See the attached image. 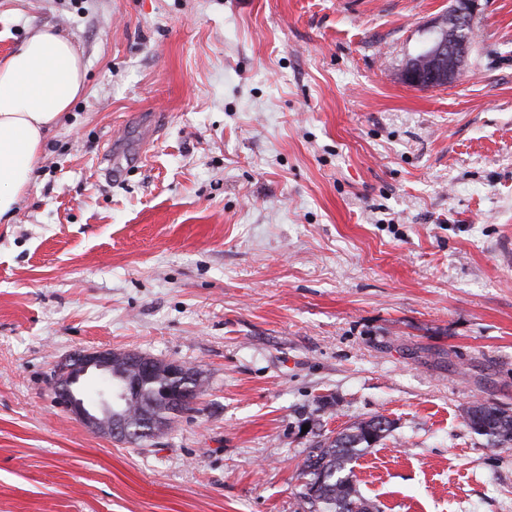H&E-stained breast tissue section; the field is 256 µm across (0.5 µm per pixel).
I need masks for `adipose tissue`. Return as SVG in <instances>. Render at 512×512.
<instances>
[{
	"mask_svg": "<svg viewBox=\"0 0 512 512\" xmlns=\"http://www.w3.org/2000/svg\"><path fill=\"white\" fill-rule=\"evenodd\" d=\"M72 38L43 27L0 59V222H10L46 137L85 89Z\"/></svg>",
	"mask_w": 512,
	"mask_h": 512,
	"instance_id": "ef3b65f1",
	"label": "adipose tissue"
}]
</instances>
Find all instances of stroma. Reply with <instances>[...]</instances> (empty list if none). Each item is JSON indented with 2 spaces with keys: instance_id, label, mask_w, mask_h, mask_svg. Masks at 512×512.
<instances>
[{
  "instance_id": "obj_1",
  "label": "stroma",
  "mask_w": 512,
  "mask_h": 512,
  "mask_svg": "<svg viewBox=\"0 0 512 512\" xmlns=\"http://www.w3.org/2000/svg\"><path fill=\"white\" fill-rule=\"evenodd\" d=\"M448 0H0V58L72 35L86 92L0 224V512H304L317 441L383 416L380 512H512V0L445 87ZM125 167L112 181L102 154ZM112 350L204 380L136 447L54 401ZM480 0H451V6L435 25L433 35L423 50L406 65L402 79L409 86L416 88L444 87L454 81L468 55L471 44L472 27ZM441 63L439 69L433 66L434 61L425 64L424 55ZM469 427L486 436L491 447L512 445V412L498 406L473 404L466 411Z\"/></svg>"
}]
</instances>
